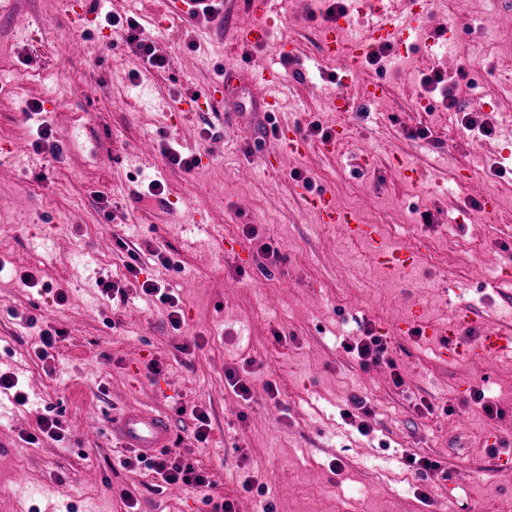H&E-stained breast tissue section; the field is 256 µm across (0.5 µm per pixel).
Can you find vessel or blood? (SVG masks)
<instances>
[{
  "label": "vessel or blood",
  "mask_w": 512,
  "mask_h": 512,
  "mask_svg": "<svg viewBox=\"0 0 512 512\" xmlns=\"http://www.w3.org/2000/svg\"><path fill=\"white\" fill-rule=\"evenodd\" d=\"M213 0H165L169 13L193 19L202 16L203 5ZM273 0H250L248 7L257 16L256 24L237 30V46L259 45L266 41L269 31L263 22L271 11ZM429 0H421L416 11L404 15L394 10L392 0H350L347 14L336 17L323 27V52L327 56L340 55L349 61L344 80H352L357 74L369 41L390 40L407 31L417 34L421 41H428L429 35L423 22L429 12ZM366 13L369 26L366 30H351V13ZM288 75L273 67L253 68L249 77H242L236 65L225 66L220 77L207 84L200 91V98L219 102L224 106L225 120H232L243 113L268 112L275 108L274 92L287 83ZM279 145H285L295 154H302L307 148V139L299 126L288 124L279 128L275 135ZM308 201L324 224L341 225L345 233L362 241H372L374 231L371 225L359 223L352 212L337 206L335 198L327 192L309 196ZM475 326V314L466 304H459L453 322H431L426 326L429 335L443 345L445 354L453 355L466 351L476 359L503 356L512 353V330L505 328L484 334L479 342L462 346L461 335ZM105 433L120 447L130 448L146 457H151L170 447L173 429L166 412L150 408H127L112 416L107 422Z\"/></svg>",
  "instance_id": "b4317fda"
}]
</instances>
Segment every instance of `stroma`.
<instances>
[{"mask_svg":"<svg viewBox=\"0 0 512 512\" xmlns=\"http://www.w3.org/2000/svg\"><path fill=\"white\" fill-rule=\"evenodd\" d=\"M326 8L280 0L267 41L244 52L233 33L254 18L242 0L203 24L163 14L162 0H112V14L135 18L166 57L161 72L98 14L75 31L61 0H14L0 13V68L11 72L0 90V375L17 383L0 388V512H128L122 488L139 512H211L225 498L236 512H512V356L446 357L425 329L452 317L451 283L466 286L462 299L478 308L483 331L503 328L512 304V67L501 65L512 59V0H432L435 34L452 20L464 28L453 62L404 35L381 67L360 66L350 83L320 55ZM227 63L292 74L276 123L341 125L347 139L324 152L310 134L305 154L282 153L264 171L259 117L230 128L219 106L196 96ZM433 69L455 83V109L416 111L430 99L422 79ZM380 74L388 96L367 99ZM332 94L349 98L350 110H330ZM32 101L42 114L29 113ZM465 112L490 121L494 138L464 130ZM43 124L50 140L39 137ZM418 127L428 138H410ZM169 144L197 153L198 166H171ZM394 154L414 164V177L390 165ZM297 170L410 266L383 270L373 245L319 223ZM154 181L158 201L146 197ZM267 241L278 261L259 253ZM156 251L173 266L154 261ZM477 271L491 288L471 286ZM148 279L178 295L180 330L143 292ZM105 281L123 295L108 299ZM48 326L61 336L42 360L33 349ZM369 328L383 336L387 360L364 370L347 347ZM152 362L160 372L150 376ZM229 367L247 370L249 400L227 386ZM477 390L497 416L474 404ZM356 394L366 412L343 418ZM127 407L167 412L173 452L203 469L208 486L153 489L151 471L123 468L127 450L86 434L88 422ZM198 408L210 417L204 443L193 435ZM56 413L60 441L38 432ZM413 455L437 469L416 477Z\"/></svg>","mask_w":512,"mask_h":512,"instance_id":"stroma-1","label":"stroma"}]
</instances>
